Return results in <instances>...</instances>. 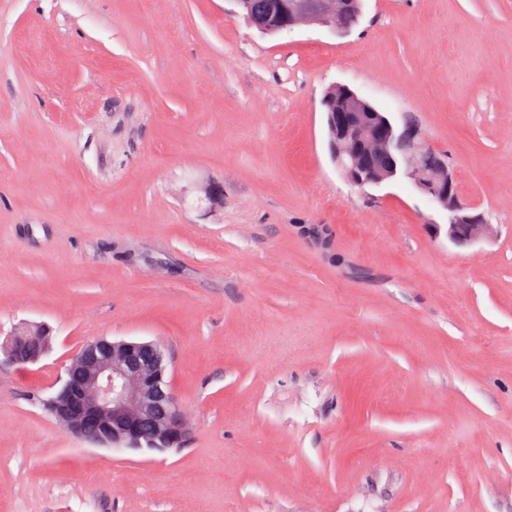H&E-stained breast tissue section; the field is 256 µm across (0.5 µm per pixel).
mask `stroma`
<instances>
[{
    "instance_id": "stroma-1",
    "label": "stroma",
    "mask_w": 512,
    "mask_h": 512,
    "mask_svg": "<svg viewBox=\"0 0 512 512\" xmlns=\"http://www.w3.org/2000/svg\"><path fill=\"white\" fill-rule=\"evenodd\" d=\"M225 0H0V512H512V0H364L275 35ZM411 116L492 238L331 162L325 90ZM157 340L191 432L48 415L87 341ZM31 326H35L37 328V333L34 336H38L40 331L45 327L44 324H33ZM34 336H29L28 334L18 333L17 336H13L11 339V348H4L3 351H0V354H3V360L0 358V364H6L11 366H18L19 363L34 364L38 362V356L36 357H28L26 360H20L14 353V351L21 357H26L29 351L32 349L31 340ZM14 350V351H13Z\"/></svg>"
}]
</instances>
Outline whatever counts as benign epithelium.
Here are the masks:
<instances>
[{"label":"benign epithelium","mask_w":512,"mask_h":512,"mask_svg":"<svg viewBox=\"0 0 512 512\" xmlns=\"http://www.w3.org/2000/svg\"><path fill=\"white\" fill-rule=\"evenodd\" d=\"M232 17L243 18L264 34L317 25L333 35L350 28L340 22L344 0H290L275 25L254 21L248 0H228ZM326 114L331 158L344 177L359 187L379 186L404 178L448 214L446 236L456 246L490 237L492 225L474 205L461 202L457 177L447 155L428 166L432 148L419 128L399 124L378 112H366L355 91L344 84L327 89ZM391 159L383 171L364 165L362 157ZM170 365L165 346L156 341L98 338L70 360L65 378L43 406L74 436L116 450L164 453L182 445L189 433L185 412L167 381Z\"/></svg>","instance_id":"benign-epithelium-1"}]
</instances>
